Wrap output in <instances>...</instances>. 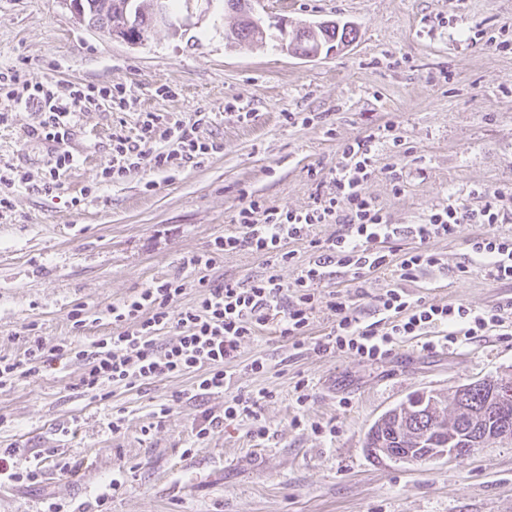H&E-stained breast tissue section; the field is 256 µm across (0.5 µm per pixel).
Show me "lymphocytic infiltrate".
I'll return each instance as SVG.
<instances>
[{"mask_svg": "<svg viewBox=\"0 0 512 512\" xmlns=\"http://www.w3.org/2000/svg\"><path fill=\"white\" fill-rule=\"evenodd\" d=\"M5 86L16 105L37 108L40 120L32 128V136L56 142L68 137L75 118L89 105L110 94L109 89L87 85L58 97L42 81L17 68L0 70V88ZM399 145V138L387 132L368 133L346 142L332 191L317 195L307 209L281 210L250 197L235 219L239 232L215 237L206 252L189 258L193 271L203 276V292L193 306L180 311L172 307L173 299L182 292L181 281L152 283L112 304L109 312L119 332L99 337L91 349L79 350L63 340L49 346L37 337L30 340L23 359L0 358V388L56 363L77 361L83 367L81 385L87 392L193 373L197 395L220 393L232 382V368L245 339L272 322L293 349H302L311 320L322 308L331 313L334 326L314 342V351L350 352L374 363L390 357L398 341L423 335L433 325L445 327L444 339L450 345L502 325L512 318V294L490 309L476 311L452 302L440 306L409 299L401 283L440 266L441 259L429 249V242L455 237L462 224L485 225V232L468 243L475 262L487 279L512 283V238L490 231L512 215V193L477 187L472 194L481 201L479 209L465 208L449 197L432 207L423 222L399 227L361 191L376 171L378 147L392 150ZM219 149L218 143L198 141L192 128L168 124L161 114L150 112L138 138L115 137L103 178L114 183L142 169L168 170L180 160L200 163ZM316 224H335L339 231L325 240L309 238V229ZM405 236L416 240V247L399 250L397 243ZM304 238L309 241L312 258L293 283L283 284L279 270L295 258L287 245ZM236 250L263 257L265 274L246 281L214 283L207 279L217 257ZM337 267L350 273L357 285L364 284L372 273L393 270L396 287L375 298L381 319L368 322L358 317L349 293L321 292V284ZM169 332L175 339L167 343L163 337Z\"/></svg>", "mask_w": 512, "mask_h": 512, "instance_id": "1", "label": "lymphocytic infiltrate"}]
</instances>
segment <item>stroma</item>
I'll return each mask as SVG.
<instances>
[{"instance_id": "obj_1", "label": "stroma", "mask_w": 512, "mask_h": 512, "mask_svg": "<svg viewBox=\"0 0 512 512\" xmlns=\"http://www.w3.org/2000/svg\"><path fill=\"white\" fill-rule=\"evenodd\" d=\"M265 15L295 23H349L348 46L302 59L271 44L237 48L224 33L235 22L224 0H202L181 18L179 35L155 31L140 47L107 30L76 23L61 0H0V69L22 66L57 94L93 85L121 91L136 108L102 101L77 117L70 139L30 138L39 115L15 107L0 89V167L40 173L52 153L75 163L47 193L28 184L6 192L0 211V357L22 358L29 335L83 348L113 332L107 309L150 283L179 279L173 309L201 294L187 268L215 236L236 232L247 195L266 206L301 210L329 191L342 145L393 124L410 147L396 160L376 157L362 185L395 224H417L447 196L475 208L476 187L512 190V0H263ZM195 123L199 141L221 143L203 164L137 171L109 183L102 170L116 135L136 137L146 113ZM298 112L290 123L286 113ZM400 164L402 191L385 174ZM477 224L428 247L441 266L403 289L412 298L476 310L512 294V283L486 279L471 263ZM468 274H459V267ZM263 258L229 251L214 281L256 278ZM85 305L90 320L73 328L68 313ZM400 343L370 363L339 352L292 350L268 324L241 347L227 393L195 396L191 376L161 378L109 397L83 394V368L61 363L0 388V448L16 449L24 469L53 456L36 485L0 484V512H44L46 498L67 512H512V444L491 442L465 460H374L364 447L371 425L415 393H444L478 379L512 381V325L448 346L434 338ZM261 355L265 375L244 370ZM310 398L296 402L298 380ZM259 399L256 419L197 430L221 414L226 396ZM167 405L156 418L159 405ZM122 418L112 433L114 418ZM305 429H296L294 419ZM269 435L255 440L254 423ZM325 433L312 432L311 424ZM74 466V474L61 464ZM125 485L105 502L99 488L113 471Z\"/></svg>"}]
</instances>
